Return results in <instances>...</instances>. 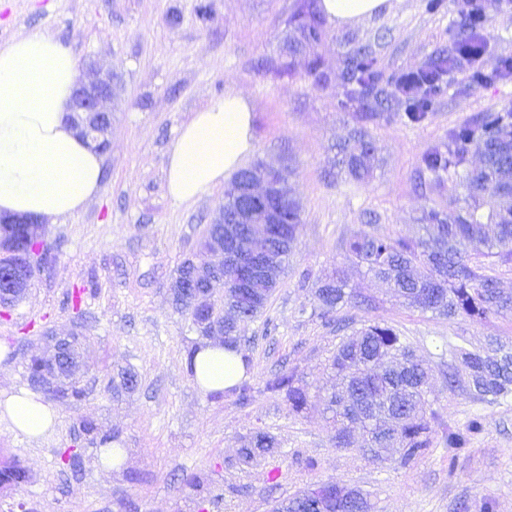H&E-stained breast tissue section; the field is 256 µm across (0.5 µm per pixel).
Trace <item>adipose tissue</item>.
<instances>
[{"label":"adipose tissue","instance_id":"adipose-tissue-1","mask_svg":"<svg viewBox=\"0 0 512 512\" xmlns=\"http://www.w3.org/2000/svg\"><path fill=\"white\" fill-rule=\"evenodd\" d=\"M389 0H321L334 24L351 25L388 7ZM79 77L70 50L49 32L21 34L0 45V217L34 215L59 221L81 212L97 196L102 159L64 121ZM255 149L250 106L228 94L179 130L167 153V186L178 203L197 200ZM240 350L213 341L195 358L202 392L232 387L245 375ZM0 420L39 439L57 424L56 409L27 391H0Z\"/></svg>","mask_w":512,"mask_h":512}]
</instances>
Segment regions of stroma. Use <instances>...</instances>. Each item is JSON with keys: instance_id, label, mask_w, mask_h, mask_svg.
<instances>
[{"instance_id": "1", "label": "stroma", "mask_w": 512, "mask_h": 512, "mask_svg": "<svg viewBox=\"0 0 512 512\" xmlns=\"http://www.w3.org/2000/svg\"><path fill=\"white\" fill-rule=\"evenodd\" d=\"M302 0H0V44L19 33L50 31L78 59L98 58L118 74L111 104V150L103 158L99 194L79 214L45 221L53 247L24 298L0 312V388H28L26 365L48 349L51 335L79 334L87 364L78 376L80 402L47 397L59 414L54 430L32 440L0 422V467L19 463L28 480L0 492V512H270L280 499L335 482L369 493L375 512H512V399L473 401L448 384L452 348L498 339L512 348V316L472 319L409 307L349 259L346 242L361 232L392 238L419 233L424 210L464 206L459 178H435L421 166L427 150L478 113L512 108V75L472 86L468 72L443 76V92L422 122L366 124L375 149L369 174L357 181L335 165L336 146L362 124V101L345 96L344 59L363 47L385 75L423 69L451 46L456 0L432 13L426 0H401L353 26L325 23L320 43L290 54L289 18ZM181 21L169 22L172 12ZM324 62L321 82L304 73L311 56ZM243 94L251 106L255 159L288 168L302 207L288 265L264 316L242 324L249 362V403L233 393H202L186 352L199 336L169 291L180 263L199 249L231 182L191 203L168 193L167 150L179 128L210 102ZM341 273L351 302L324 315L315 296ZM85 287L80 309L69 293ZM394 328L429 368L430 398L444 424L480 418L482 430L456 458L443 438L411 467L397 456L374 461L337 447L320 414L335 381L326 365L339 343L368 324ZM132 389L120 388L125 371ZM275 371L295 373L308 396L293 412L285 395L266 391ZM94 421L118 432L120 465L98 464L99 444L81 433ZM278 442L251 465L238 461L253 431ZM76 455L77 467L64 462ZM208 475L203 494L183 478Z\"/></svg>"}]
</instances>
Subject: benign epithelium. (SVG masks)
<instances>
[{
    "instance_id": "obj_1",
    "label": "benign epithelium",
    "mask_w": 512,
    "mask_h": 512,
    "mask_svg": "<svg viewBox=\"0 0 512 512\" xmlns=\"http://www.w3.org/2000/svg\"><path fill=\"white\" fill-rule=\"evenodd\" d=\"M84 78L73 92L67 110V122L80 131L93 148L105 154L110 149L108 133L112 114L106 103L114 96L119 77L89 59L83 64ZM288 168L273 167L259 162L249 168L247 175L234 182L230 198L236 202L232 222L224 223V209H219L215 223L224 226L210 242L207 263L194 264L189 276V286L203 285L194 293L196 301L215 297L214 284L224 282L216 270L228 264L238 271L239 285L247 288L261 275H267L278 264V251L267 240L275 224L285 223V216L277 202L288 197ZM28 257L0 267V306L10 307L15 299L25 295L31 280ZM70 340L60 338L54 352L46 358L42 373L31 378L30 384L38 389L53 391L56 380L74 370L68 357Z\"/></svg>"
}]
</instances>
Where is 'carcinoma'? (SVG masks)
I'll return each mask as SVG.
<instances>
[{
	"instance_id": "1",
	"label": "carcinoma",
	"mask_w": 512,
	"mask_h": 512,
	"mask_svg": "<svg viewBox=\"0 0 512 512\" xmlns=\"http://www.w3.org/2000/svg\"><path fill=\"white\" fill-rule=\"evenodd\" d=\"M486 5L481 0H462L460 21L454 45L440 53L427 71L422 73L420 92L405 101V118L419 123L432 109L441 93L442 75L458 67L473 55L478 46V31ZM295 35L289 37L292 51L317 44L322 36L320 21L312 4L302 3L293 16ZM509 72L508 62L487 71L477 67L471 71V83L484 85ZM345 79L358 87L359 93L371 99L366 105V118L383 116L388 110V94L380 86L383 72L377 60L363 49H353L345 59ZM483 149V164L467 171L463 186L465 206L445 213L431 209L424 213L421 234L414 239L386 238L360 234L347 243V253L367 272L386 281L410 306L422 312L440 315H466L483 318L489 314L512 315V294H505L497 281L484 274L482 259L512 261V112H482L475 118L453 127L448 132V147H434L425 153L426 170L438 176L449 168L467 165L469 147ZM372 149L367 132L359 128L341 147V164L358 180L365 176L363 158ZM486 196L499 199L500 208L488 215L480 213ZM301 206L288 202V223L276 225L275 235L283 243L282 261H288L301 224ZM5 241L26 253L43 268L51 259L52 246L36 238L27 224H0V242ZM280 277L274 275L239 288L232 274L224 281V302L209 304L207 315L213 322H224V345H239V325L252 320L267 309ZM316 298L326 312H332L349 301L344 281L330 279L316 289ZM460 365L448 372V386L460 378H471L475 388L471 396L479 401L495 403L512 397V349L496 340L484 346L459 351ZM329 368L341 380V390L325 400V411L332 414L336 447L346 448L352 426L365 433L370 457L385 460L387 448H399V463L414 465L432 447L435 426L440 415L428 399V371L417 361L411 347L389 326L370 324L355 332L336 348ZM273 394H285L292 410L308 405L305 390L296 385L293 373L277 372L265 382ZM85 396L74 375L65 376L55 390V397L75 401ZM477 418L464 429L444 432L448 450L467 446L470 436L480 432ZM274 436L258 430L239 450V461L250 464L258 453L276 447ZM342 500L323 503L299 492L277 502L272 512H341Z\"/></svg>"
}]
</instances>
